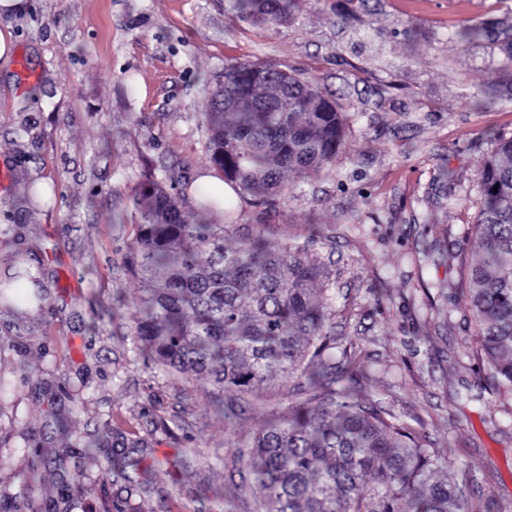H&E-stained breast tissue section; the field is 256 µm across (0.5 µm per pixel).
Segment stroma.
<instances>
[{
    "instance_id": "obj_1",
    "label": "stroma",
    "mask_w": 512,
    "mask_h": 512,
    "mask_svg": "<svg viewBox=\"0 0 512 512\" xmlns=\"http://www.w3.org/2000/svg\"><path fill=\"white\" fill-rule=\"evenodd\" d=\"M22 6L0 14L35 75L26 84L15 63L0 65V228L21 227L47 301L23 315L0 308V499L12 512H27L31 493L50 503L75 472L98 478L104 452L73 440L107 420L147 443L136 512H255L232 459L265 412L231 392L216 406L208 379L165 378L137 355L128 305L151 283L125 264L143 171L213 175L198 102L245 61L288 66L347 125L329 172L288 174L270 205L238 198L226 245L260 230L278 249L319 225L310 251L330 272L333 330L365 357L359 397L391 406L469 471L473 505L512 512V393L493 386L468 306L448 301L480 258L478 169L496 137H512V0H298L274 24L243 19L232 0ZM466 25L484 33L461 47L451 36ZM31 185L46 189L41 204L24 201ZM54 358L60 369L46 374ZM80 383L89 401L78 410ZM53 413L68 430L45 429Z\"/></svg>"
}]
</instances>
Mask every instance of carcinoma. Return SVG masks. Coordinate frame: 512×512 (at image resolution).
Instances as JSON below:
<instances>
[{
	"instance_id": "cac0c4a2",
	"label": "carcinoma",
	"mask_w": 512,
	"mask_h": 512,
	"mask_svg": "<svg viewBox=\"0 0 512 512\" xmlns=\"http://www.w3.org/2000/svg\"><path fill=\"white\" fill-rule=\"evenodd\" d=\"M296 2L233 0V7L244 18L277 23ZM224 81L235 86L238 103L224 104L219 83L199 107L212 166L238 195L271 202L284 189V172L308 176L333 165L346 126L335 101L282 65L236 62L224 67ZM167 182L148 172L133 195L138 221L128 267L153 284L133 302L137 353L169 375L209 378L218 404L226 391L256 397L274 376L300 379L244 441L248 455L236 458L258 512H493L470 505L472 477L449 468L443 449L391 409L359 398L356 352L342 351L336 375L334 313L328 289L314 287L326 279L324 263L303 246L274 250L261 233L225 248L228 225L187 222L183 199ZM479 184L474 231L482 258L461 297L495 385L512 389V137L499 139L483 161ZM198 195L203 215L221 203L207 186ZM31 269L27 250L17 248L14 271L0 278V305L42 306V279ZM76 444L114 447L106 470L127 496L100 490L103 512H128L139 488L130 471L144 441L115 437L107 423Z\"/></svg>"
}]
</instances>
